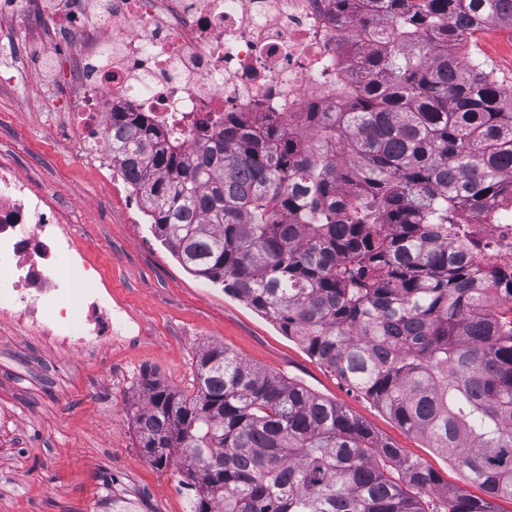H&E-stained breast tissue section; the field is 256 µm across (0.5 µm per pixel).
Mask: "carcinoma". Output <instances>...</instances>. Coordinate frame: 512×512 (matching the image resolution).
I'll list each match as a JSON object with an SVG mask.
<instances>
[{"instance_id":"obj_1","label":"carcinoma","mask_w":512,"mask_h":512,"mask_svg":"<svg viewBox=\"0 0 512 512\" xmlns=\"http://www.w3.org/2000/svg\"><path fill=\"white\" fill-rule=\"evenodd\" d=\"M347 111L234 113L190 153L146 112L105 139L154 235L452 458L451 493L363 421L221 345L193 391L145 375L137 447L181 450L192 512H494L512 499V267L477 266L481 218L512 208V91L469 60L512 0H334Z\"/></svg>"}]
</instances>
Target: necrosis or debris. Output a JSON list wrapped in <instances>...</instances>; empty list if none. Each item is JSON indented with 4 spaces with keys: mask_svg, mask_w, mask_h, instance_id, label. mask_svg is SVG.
Returning a JSON list of instances; mask_svg holds the SVG:
<instances>
[{
    "mask_svg": "<svg viewBox=\"0 0 512 512\" xmlns=\"http://www.w3.org/2000/svg\"><path fill=\"white\" fill-rule=\"evenodd\" d=\"M81 79L68 102L74 154L114 171L101 140L114 110L150 113L197 147L224 114L280 113L297 127L309 104L342 111L331 73L347 68L332 0H74ZM125 328L112 290L67 212L0 159V339L24 336L85 361Z\"/></svg>",
    "mask_w": 512,
    "mask_h": 512,
    "instance_id": "4bbe7bcc",
    "label": "necrosis or debris"
}]
</instances>
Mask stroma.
Segmentation results:
<instances>
[{"mask_svg": "<svg viewBox=\"0 0 512 512\" xmlns=\"http://www.w3.org/2000/svg\"><path fill=\"white\" fill-rule=\"evenodd\" d=\"M66 27L63 19L42 26L30 13L0 18V70L14 74L0 84V155L54 193L77 242L143 333L118 337L95 363L34 340H0V512H84L92 501L107 505L117 486L138 496L146 512H190L192 494L180 485L177 466L156 469L136 447L132 414L143 373L191 390L198 355L215 343L336 401L449 489L484 497L444 453L319 365L278 326L189 272L152 235L127 185L72 159L64 105L73 78L64 71L49 84L36 81L49 67L53 29ZM471 51L492 59L497 79L512 88L511 25L479 33Z\"/></svg>", "mask_w": 512, "mask_h": 512, "instance_id": "1", "label": "stroma"}]
</instances>
